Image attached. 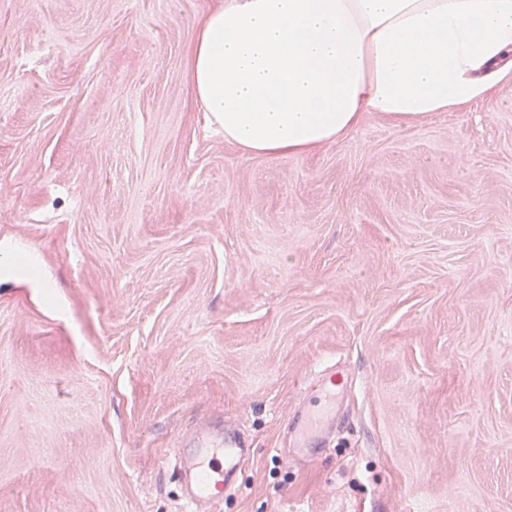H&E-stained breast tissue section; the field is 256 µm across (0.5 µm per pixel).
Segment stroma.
<instances>
[{
	"label": "stroma",
	"instance_id": "stroma-1",
	"mask_svg": "<svg viewBox=\"0 0 512 512\" xmlns=\"http://www.w3.org/2000/svg\"><path fill=\"white\" fill-rule=\"evenodd\" d=\"M218 0H0V512H512V73L245 156L187 80ZM336 365L315 448L292 418ZM195 451L184 461L189 483L185 501L190 512H221L223 497L214 492L227 487V479L246 459L244 442L234 432L211 439L202 423L196 432Z\"/></svg>",
	"mask_w": 512,
	"mask_h": 512
}]
</instances>
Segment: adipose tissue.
Returning <instances> with one entry per match:
<instances>
[{
	"label": "adipose tissue",
	"mask_w": 512,
	"mask_h": 512,
	"mask_svg": "<svg viewBox=\"0 0 512 512\" xmlns=\"http://www.w3.org/2000/svg\"><path fill=\"white\" fill-rule=\"evenodd\" d=\"M511 71L512 0H222L189 60L209 120L249 156L337 142L368 112H445Z\"/></svg>",
	"instance_id": "adipose-tissue-1"
}]
</instances>
